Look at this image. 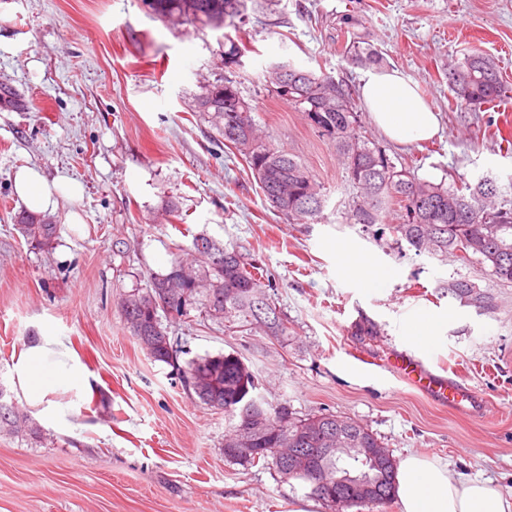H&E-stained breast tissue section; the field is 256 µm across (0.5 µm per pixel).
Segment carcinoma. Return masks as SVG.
<instances>
[{"instance_id": "obj_1", "label": "carcinoma", "mask_w": 512, "mask_h": 512, "mask_svg": "<svg viewBox=\"0 0 512 512\" xmlns=\"http://www.w3.org/2000/svg\"><path fill=\"white\" fill-rule=\"evenodd\" d=\"M161 17H185L201 27L239 30L247 15L248 4L263 13L273 12L279 0H146ZM347 58L364 66H378L382 56L372 45L362 46L351 37L345 47ZM280 75L267 71V83L275 95L305 114V117L336 147L347 181L355 195L341 211L346 224H361L371 229L384 223V214L392 201L405 211L403 222L390 226L395 243H407L415 254L453 255L464 265L477 264L500 283H512V198H503L500 187L490 178L471 184L462 180L435 183L421 179L415 167L396 165L385 151L363 130L356 90L331 75L284 62ZM451 106L481 109L504 96L505 87L497 64L482 55H466L448 68ZM196 108L212 119L216 139L235 149L245 160L265 200L295 224L321 220L326 204L323 186L305 164L283 148L266 143L259 135L251 113L252 105L241 96L237 82L226 79L210 85L197 97ZM19 232L34 249L45 250L54 241L58 225L46 224L32 214L19 217ZM194 250L205 260L202 271L195 272L174 262L165 275H154L145 288H135L120 302L128 328L155 362L173 364L178 350L162 323L158 300L174 299L172 311L180 315L187 302L202 298L208 317L231 332L256 331L266 336L288 335V321L282 318L268 293L272 288L260 268L235 248L202 233L194 237ZM448 292L456 298L484 310H491V297L467 279L448 283ZM186 388L199 401L224 411L228 425L236 416L268 415L271 427L258 447L266 453L255 458L243 454H224L241 466L261 464L275 469L286 479L293 478L287 465L276 461L275 449L283 447L274 433L280 423L279 412L288 413V447L334 448L336 441H349L353 448H381L377 436L354 421L336 415L298 417L288 403L272 405L256 393L258 379L237 355H205L188 363L184 371ZM0 391V433L35 434L28 414L15 403L5 401ZM319 424L328 442L299 432L304 423ZM397 465L382 472L362 468L361 473L374 482L369 508L386 512L396 497Z\"/></svg>"}]
</instances>
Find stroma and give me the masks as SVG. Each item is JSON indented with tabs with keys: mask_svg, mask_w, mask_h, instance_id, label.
<instances>
[{
	"mask_svg": "<svg viewBox=\"0 0 512 512\" xmlns=\"http://www.w3.org/2000/svg\"><path fill=\"white\" fill-rule=\"evenodd\" d=\"M351 33L440 116L438 137L398 146L362 113L393 162H413L433 182L450 173L512 185V153L481 132L488 113L449 109L447 78L463 53L489 54L512 105V0H280L274 20L249 18L237 56L224 30L161 19L147 0H0V89L18 99L0 102V387L38 428L0 434V512H329L303 481L227 462L223 411L150 359L121 316V298L150 276L197 263L201 233L268 271L288 333H233L194 303L163 321L180 364L238 355L269 403L350 418L395 459L442 458L451 473L512 492V284L343 223L352 189L334 146L265 81L270 64L288 60L359 85L365 69L343 53ZM225 78L239 82L267 141L323 185L321 223L293 224L270 209L244 160L216 141L195 100ZM22 166L83 188L43 213L60 227L45 252L15 226ZM73 213L81 223H69ZM344 246L373 258L383 287L345 272ZM461 277L491 296V312L449 296L448 281ZM419 313L445 324L417 353L464 379L478 412L436 405L384 367L391 349L407 347L403 326ZM365 322L375 335H358ZM45 344L88 377L82 389L51 393L50 415L27 402L19 372L25 351Z\"/></svg>",
	"mask_w": 512,
	"mask_h": 512,
	"instance_id": "stroma-1",
	"label": "stroma"
}]
</instances>
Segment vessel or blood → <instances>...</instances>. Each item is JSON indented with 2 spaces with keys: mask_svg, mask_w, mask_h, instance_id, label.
<instances>
[{
  "mask_svg": "<svg viewBox=\"0 0 512 512\" xmlns=\"http://www.w3.org/2000/svg\"><path fill=\"white\" fill-rule=\"evenodd\" d=\"M387 364L400 378L438 405L462 411L475 397L469 385L431 371L408 351L390 353Z\"/></svg>",
  "mask_w": 512,
  "mask_h": 512,
  "instance_id": "obj_1",
  "label": "vessel or blood"
}]
</instances>
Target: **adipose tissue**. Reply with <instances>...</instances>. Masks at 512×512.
<instances>
[{"mask_svg":"<svg viewBox=\"0 0 512 512\" xmlns=\"http://www.w3.org/2000/svg\"><path fill=\"white\" fill-rule=\"evenodd\" d=\"M360 94L376 126L393 142L406 144L432 139L439 131V119L421 100L412 80L399 71L368 73ZM15 188L26 209L41 213L56 197H79L81 185L66 177L46 180L30 167L20 168ZM50 349H28L22 365V387L30 403L43 402L60 387L84 384L79 365L50 361ZM398 497L402 512H512V493L504 492L492 480L452 477L448 466L437 458L414 454L398 464Z\"/></svg>","mask_w":512,"mask_h":512,"instance_id":"obj_1","label":"adipose tissue"}]
</instances>
